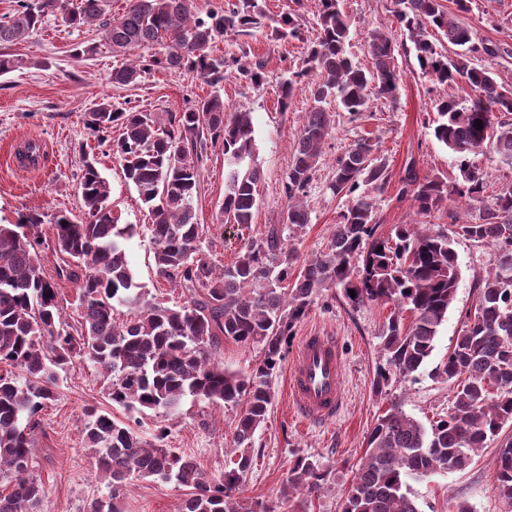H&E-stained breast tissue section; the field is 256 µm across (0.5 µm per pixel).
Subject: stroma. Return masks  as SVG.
Here are the masks:
<instances>
[{
  "label": "stroma",
  "instance_id": "obj_1",
  "mask_svg": "<svg viewBox=\"0 0 512 512\" xmlns=\"http://www.w3.org/2000/svg\"><path fill=\"white\" fill-rule=\"evenodd\" d=\"M350 19L346 50L363 69H371L366 43L372 29L389 30L397 41L407 40L395 18V0H341ZM461 19L477 41L508 43L512 46V0H469ZM101 28L74 30L61 19L48 16L25 42L9 47V54L24 64L0 76V224L14 223L18 213L36 210L45 214L60 211L80 213L79 181L86 161L96 163L110 187L109 201L122 223L133 224L137 234L127 243V255L137 281L161 301H181L180 289L156 275L148 213L135 187L123 175L122 164L111 145L119 129L103 135L85 126L92 103L108 98L123 108H137L164 118L210 94L211 88L193 74L152 71L137 85L110 83L113 69L127 64L130 56L103 46ZM79 42L99 44L97 54L74 57ZM214 54L242 62L260 60L265 79L255 86L226 76L220 91L226 108L250 110L254 124V161L263 173L249 236L262 237L270 226L284 223L287 202L281 193L298 146V134L313 105V86L302 79L288 105L280 103V85L304 68V42L279 41L270 28L244 36L226 34L215 43ZM400 73L396 102L372 99L368 112L351 117L337 104L329 110L334 128L323 149L315 180L305 199L310 222L291 235L299 261L305 262L328 250L331 234L347 200L333 196L328 188L337 159L359 139L375 145V155L388 165L393 176H401L414 165L422 176H437L448 184L460 179L459 160L433 136L434 92L423 75L414 52H399L395 60ZM40 145L44 158L39 166L20 167L16 152L26 142ZM224 152L210 150L203 178L194 199L198 223L204 226L216 265L234 262L242 246L236 225L225 223ZM376 220L380 235L393 226L416 219L409 201L399 199L396 185L376 194ZM459 279L456 295L441 325L435 348L426 364L409 379L391 378L377 384L376 371L383 359L379 335L390 306L365 304L351 307L340 290L332 288L315 297L306 316L297 324L296 335L310 330L337 337L344 352V405L330 421H305L293 408L287 391V366H280L271 380L272 405L265 423L252 440L254 466L246 477L243 495L262 501L272 512H340L342 493L348 489L353 467L362 456L366 438L378 416L392 405L422 424L446 417L452 404L448 384L433 371L448 356L467 314L477 303L475 282L486 276L495 256L492 246L456 238ZM112 379L91 361L78 358L59 380L57 395L41 413V429L33 449V476L46 488L41 512H82L92 498L109 495L106 481L96 470L92 451L82 440L83 411L94 407L130 423L140 421L142 437H150L158 422L154 413L135 418L113 403ZM236 409L184 398L178 410L167 417V443L194 459L201 470L217 477L228 466L235 446ZM512 438V426L488 441L473 462L462 471L441 472L410 481V493L419 512H448L451 503H467L472 512H512V502L501 498L495 488L496 457L503 439ZM303 456L314 460L326 474L327 489L284 499L280 490L288 478L292 460ZM184 492L171 483L133 478L118 499L120 512H179Z\"/></svg>",
  "mask_w": 512,
  "mask_h": 512
}]
</instances>
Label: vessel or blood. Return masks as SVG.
Returning a JSON list of instances; mask_svg holds the SVG:
<instances>
[{
  "label": "vessel or blood",
  "mask_w": 512,
  "mask_h": 512,
  "mask_svg": "<svg viewBox=\"0 0 512 512\" xmlns=\"http://www.w3.org/2000/svg\"><path fill=\"white\" fill-rule=\"evenodd\" d=\"M343 359L337 340L306 332L295 345L289 364L288 389L297 410L307 419L337 416L343 406Z\"/></svg>",
  "instance_id": "b4317fda"
}]
</instances>
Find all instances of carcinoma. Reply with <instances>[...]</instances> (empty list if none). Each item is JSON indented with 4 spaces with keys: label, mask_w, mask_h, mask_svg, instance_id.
I'll list each match as a JSON object with an SVG mask.
<instances>
[{
    "label": "carcinoma",
    "mask_w": 512,
    "mask_h": 512,
    "mask_svg": "<svg viewBox=\"0 0 512 512\" xmlns=\"http://www.w3.org/2000/svg\"><path fill=\"white\" fill-rule=\"evenodd\" d=\"M399 2L404 9L396 18L423 74L434 85L461 81L474 92L468 100L434 99L433 133L460 158L461 181L450 187L439 177L421 179L411 166L398 179L399 198L410 200L417 215L430 217L447 201H481L485 174L469 155L489 153L512 167V87L475 63L482 54L501 56L504 48L474 42L471 29L442 0ZM105 6L106 0H17L14 13L0 20V49L26 40L47 16L57 15L74 29L102 23L103 40L115 52L160 47L113 70L115 85H136L142 74L156 70L188 71L213 88L232 71L252 84L263 80V61L228 62L211 51L228 32L250 35L262 27L266 13L259 0H237L203 17L195 0H131L124 13L108 22L103 20ZM299 18L296 10L280 15L272 35L304 40ZM316 25L306 68L297 74V79H316L315 105L282 183L286 223L245 242L230 265L215 266L203 250L204 227L197 222L193 199L208 152L220 145L224 220L242 230L252 224L262 174L253 160L251 112L226 113L224 99L214 93L181 112L167 113L164 124L151 112L115 108L106 98L87 113L86 127L94 133L120 127L113 154L148 208L157 276L182 289L183 303L154 302L136 282L125 242L137 228L119 223L108 203L107 181L91 162L84 165L79 184L83 217L60 212L48 219L33 210L18 214L14 224H0V481L11 485V492L0 493V512H37L41 505L45 488L30 476L31 448L41 413L56 396L60 373L78 356L112 375V402L129 411L167 417L187 396L226 407L243 405L235 427L238 454L233 466L213 478L168 447L165 425L147 439L108 412L86 410L83 442L94 452L110 489L107 498L91 500L86 512H118L114 500L132 477L187 490L181 512H271L259 501L244 500L240 489L254 464V433L272 403L271 378L286 358L295 325L324 289H342L354 306L394 304L381 334L385 362L377 379L392 374L411 378L431 356L458 284L453 235L426 223L398 224L390 236L376 235L374 198L359 188L382 192L392 176L375 161L374 144L360 139L337 159L329 189L347 196L349 205L335 225L329 251L298 269L295 249L284 236L310 222L303 198L334 122L327 100L336 99L357 117L368 109L371 95L394 103L399 91L397 42L389 32L372 30L367 51L373 70L366 72L346 54L350 24L340 0H320ZM430 29L461 52L452 57L439 52L427 37ZM297 79L280 86L284 109ZM477 120L483 122L480 130L474 127ZM16 158L23 166L39 165L40 145L25 143ZM45 222L55 229L51 275L42 256L48 244L37 233ZM455 234L493 246L496 256L477 285L474 315L467 316L448 357L435 369V377L452 386L450 413L428 429L399 406L378 418L341 512H419L408 480L466 469L488 440L512 425V184L499 190L479 221L455 225ZM65 281L78 290L81 321L76 327L66 321L58 298L57 286ZM118 305L133 309L122 323L114 319ZM403 309L412 313L408 327ZM225 340L244 347L259 344L263 357L245 373L226 368L214 360ZM324 484L325 475L314 462L298 457L282 494L289 498L301 488L312 491ZM496 489L512 501V439L498 450Z\"/></svg>",
    "instance_id": "carcinoma-1"
}]
</instances>
